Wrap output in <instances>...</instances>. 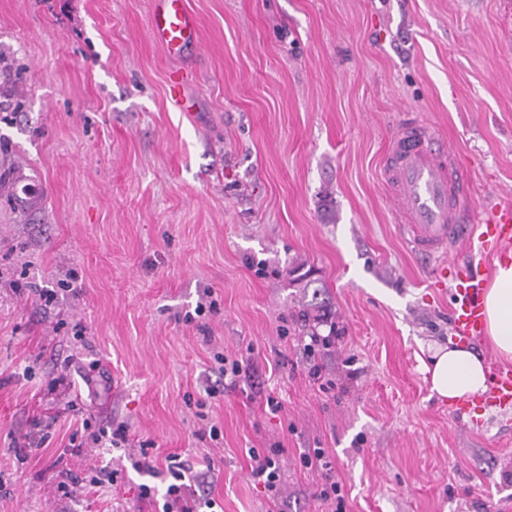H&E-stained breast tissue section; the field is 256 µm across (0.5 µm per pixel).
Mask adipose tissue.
<instances>
[{
    "label": "adipose tissue",
    "mask_w": 512,
    "mask_h": 512,
    "mask_svg": "<svg viewBox=\"0 0 512 512\" xmlns=\"http://www.w3.org/2000/svg\"><path fill=\"white\" fill-rule=\"evenodd\" d=\"M484 303L487 337L500 360L512 362V260L496 263ZM429 371L432 392L451 403L483 394L490 380L484 358L456 343L432 350Z\"/></svg>",
    "instance_id": "adipose-tissue-1"
}]
</instances>
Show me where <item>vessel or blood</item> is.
I'll return each instance as SVG.
<instances>
[{"label":"vessel or blood","mask_w":512,"mask_h":512,"mask_svg":"<svg viewBox=\"0 0 512 512\" xmlns=\"http://www.w3.org/2000/svg\"><path fill=\"white\" fill-rule=\"evenodd\" d=\"M150 34L171 56L197 43L198 22L187 0H155ZM386 190L402 232L418 254L437 259V282L452 280V325L455 333L474 341L485 333L484 281L487 268L467 261L448 268L444 257L463 242H480L498 253L512 248V204L490 205L484 218L473 220L462 202L470 194L453 151L444 148L436 133L422 121L405 119L384 157ZM495 407L512 409V367L493 371L489 390L460 405V413Z\"/></svg>","instance_id":"b4317fda"}]
</instances>
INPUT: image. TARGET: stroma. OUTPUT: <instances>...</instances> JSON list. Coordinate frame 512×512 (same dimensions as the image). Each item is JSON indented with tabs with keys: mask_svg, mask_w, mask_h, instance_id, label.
Segmentation results:
<instances>
[{
	"mask_svg": "<svg viewBox=\"0 0 512 512\" xmlns=\"http://www.w3.org/2000/svg\"><path fill=\"white\" fill-rule=\"evenodd\" d=\"M152 3L0 0V512H161L170 454L211 470L199 512H327L310 448L346 512H512V410L476 430L432 394L452 291L382 184L409 114L455 148L474 215L512 202V0H188L199 46L177 60ZM316 297L327 391L301 352ZM216 352L243 372L210 398ZM121 423L130 447L87 443ZM146 440L154 474L132 466ZM276 443L274 505L249 452ZM102 466L116 486L58 491ZM301 462L307 468L322 470L324 483L322 484L319 498L324 503H329L332 506V510H329V512H342L344 505V495L341 494L342 487L333 474L332 465L327 460L325 450L322 448H310L307 453L301 456Z\"/></svg>",
	"mask_w": 512,
	"mask_h": 512,
	"instance_id": "35a3bbf8",
	"label": "stroma"
}]
</instances>
